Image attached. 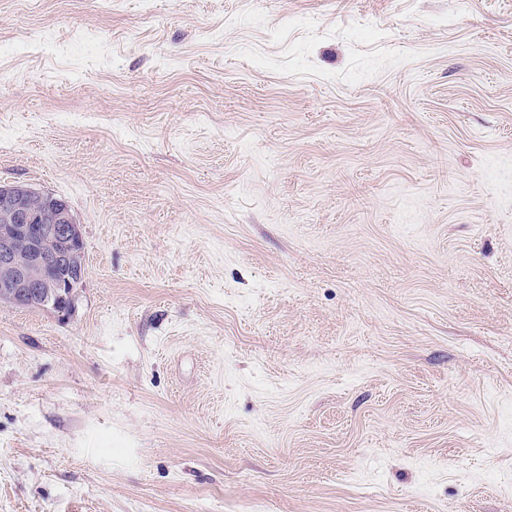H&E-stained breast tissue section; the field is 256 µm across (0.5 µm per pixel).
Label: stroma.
I'll return each instance as SVG.
<instances>
[{
  "instance_id": "35a3bbf8",
  "label": "stroma",
  "mask_w": 512,
  "mask_h": 512,
  "mask_svg": "<svg viewBox=\"0 0 512 512\" xmlns=\"http://www.w3.org/2000/svg\"><path fill=\"white\" fill-rule=\"evenodd\" d=\"M0 512H512V0H0ZM28 197L20 187L0 185V300L41 306L54 296L58 302L52 308L66 317V304H74L73 281L82 279L84 269L79 224L66 202L44 204L47 197L33 193L30 203L35 207H31ZM48 263H60L66 271L63 275L59 265L50 264L42 277L52 281L63 275V280H41V268Z\"/></svg>"
}]
</instances>
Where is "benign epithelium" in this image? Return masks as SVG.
I'll list each match as a JSON object with an SVG mask.
<instances>
[{
	"mask_svg": "<svg viewBox=\"0 0 512 512\" xmlns=\"http://www.w3.org/2000/svg\"><path fill=\"white\" fill-rule=\"evenodd\" d=\"M21 243L28 252L24 261L17 258ZM82 246L83 237L69 204L52 200L32 207L27 191L0 185L1 301L41 306L55 298L59 314L67 316L66 304L74 301L73 281L82 279ZM48 263L66 268L62 280H41V268Z\"/></svg>",
	"mask_w": 512,
	"mask_h": 512,
	"instance_id": "benign-epithelium-1",
	"label": "benign epithelium"
}]
</instances>
